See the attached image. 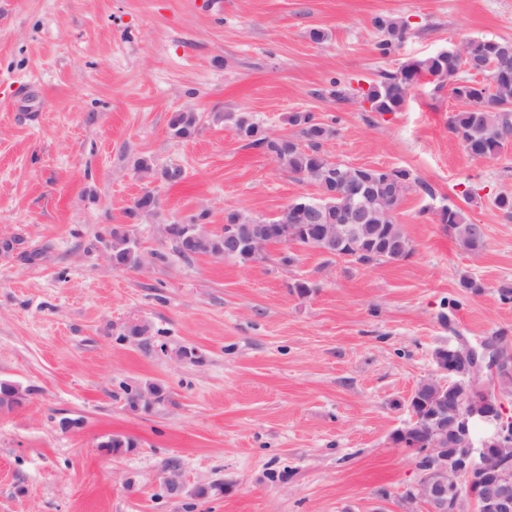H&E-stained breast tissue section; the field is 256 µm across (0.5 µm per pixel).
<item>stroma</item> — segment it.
<instances>
[{
  "instance_id": "obj_1",
  "label": "stroma",
  "mask_w": 512,
  "mask_h": 512,
  "mask_svg": "<svg viewBox=\"0 0 512 512\" xmlns=\"http://www.w3.org/2000/svg\"><path fill=\"white\" fill-rule=\"evenodd\" d=\"M379 15L409 24L387 57ZM502 38L512 0H0V238L48 250L37 266L0 253V380L26 393L0 409V512H399L417 471L392 436L411 424L434 352L459 339L512 352L499 294L512 214L494 204L512 194V146L470 157L448 129L464 103L425 79L384 115L329 91ZM188 108L244 112L273 136L311 112L336 129L331 160L408 170L397 222L410 255L176 256L160 225L205 208L216 231L227 212L269 220L319 193L232 122L172 137ZM143 156L186 178L155 182L157 216L132 225ZM446 205L484 225L480 254L439 223ZM112 225L130 227L141 268L88 251ZM465 275L480 293L460 287ZM132 322L147 342L125 336ZM117 434L133 448L99 449Z\"/></svg>"
}]
</instances>
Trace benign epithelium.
Returning a JSON list of instances; mask_svg holds the SVG:
<instances>
[{
    "label": "benign epithelium",
    "mask_w": 512,
    "mask_h": 512,
    "mask_svg": "<svg viewBox=\"0 0 512 512\" xmlns=\"http://www.w3.org/2000/svg\"><path fill=\"white\" fill-rule=\"evenodd\" d=\"M354 232L353 224H321L309 236L303 224H260L256 217H242L224 226V246L207 256L230 260L244 246L250 263L256 264L267 259L272 242L297 246L303 238L311 248L350 259ZM462 354L469 361L470 391H483L481 398L455 395L456 358ZM434 361L436 373L445 376L426 379L434 389V413L422 421L412 414L422 441L400 442L413 455L419 474L402 496L403 512H418L420 507L426 512H512V420L481 382L502 370L501 347L494 340L448 345L437 350Z\"/></svg>",
    "instance_id": "1"
}]
</instances>
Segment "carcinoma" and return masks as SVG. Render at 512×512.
Listing matches in <instances>:
<instances>
[{"label": "carcinoma", "mask_w": 512, "mask_h": 512, "mask_svg": "<svg viewBox=\"0 0 512 512\" xmlns=\"http://www.w3.org/2000/svg\"><path fill=\"white\" fill-rule=\"evenodd\" d=\"M373 27L381 34L376 48L380 55L386 57L398 48L405 38L407 23L387 16H377ZM473 41L464 42L460 49L443 50L424 59L403 63L397 71L382 74V79L369 85L362 97L370 103V111L381 114L400 111L410 88L426 75L436 77L440 84L448 85L452 94L458 99L466 100L468 108L448 117V129L460 142L470 143L469 156H484L495 159L512 144V56H496L494 44L485 41L480 49L487 61H496V68L484 72L483 80L475 81L466 76L471 71L470 61L462 58L469 53ZM202 116L189 109L174 113L169 120L170 134L175 138H189L198 130ZM215 123L226 120L233 123L237 136L250 146L264 149L275 162L293 174L316 184L320 189L317 201L327 205L324 220L336 223V215L349 216L345 200L336 196V181L332 175L342 172L343 176L355 187L359 194L356 201L362 208L370 211L368 223L381 224L379 230H368L363 237L361 247L367 254L360 255L355 262L362 263L370 256L378 260L391 262L398 259V254L390 252L393 243L405 238L402 226L396 219L388 216L392 203L386 197L385 181L394 175L405 179L402 192L410 187V173L405 169L382 170L372 167H354L338 161H332L324 154L323 143L334 135V129L318 121L313 113H307V119L298 115L288 116V124L296 132L287 137L288 147H282L279 138L268 135L264 128L247 115L222 114L216 112L211 116ZM134 169L144 181L143 192L127 210L131 220L157 213L159 199L150 185L157 180L169 186H175L185 180V170L176 164L162 168L157 167L148 157H141L134 163ZM209 213L201 210L191 215L186 223L197 224L201 230L202 247H197L192 240L183 237L181 224H175L173 236L169 239L172 250L184 259L206 252V247L224 242V235L207 230ZM275 221L285 224L305 223V214L299 207L288 204ZM444 222L448 224V233L464 251L478 254L485 247V239L477 238L472 233L473 224L466 221L461 211L450 206L444 207ZM131 230L122 227L106 228L95 236L93 248L105 249L112 254L115 263L121 269H135L141 263L140 248L130 241ZM25 241L18 236L0 239V253L9 255L17 253L23 263L36 265L43 260L45 249L24 247ZM24 396L5 381H0V407L10 409L21 404ZM135 447L134 442L120 436L109 437L99 443V448L108 454H119L126 448Z\"/></svg>", "instance_id": "carcinoma-1"}]
</instances>
